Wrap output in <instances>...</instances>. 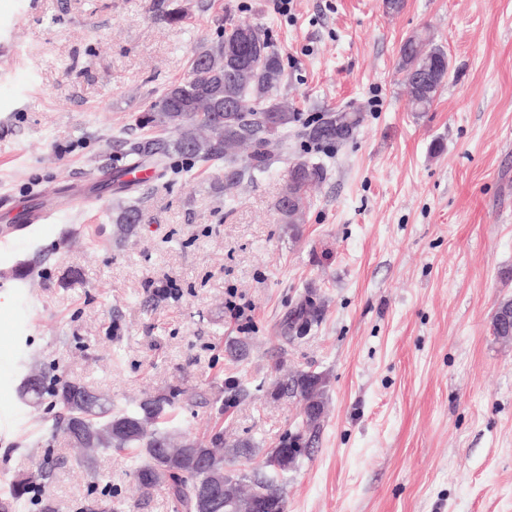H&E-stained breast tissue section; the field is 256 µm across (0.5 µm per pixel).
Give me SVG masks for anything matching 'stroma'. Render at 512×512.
<instances>
[{
    "label": "stroma",
    "instance_id": "35a3bbf8",
    "mask_svg": "<svg viewBox=\"0 0 512 512\" xmlns=\"http://www.w3.org/2000/svg\"><path fill=\"white\" fill-rule=\"evenodd\" d=\"M276 2L0 0V225L17 205L47 215L0 243V499L48 454L55 512L107 487L134 512H177L164 489L140 499L126 453L75 463L19 394L38 363L119 408L183 393L175 428L250 441L246 470L301 418L278 382L320 373L319 438L277 478L288 512H512V342L492 329L512 298V0ZM179 4L191 20L168 24ZM228 7L281 52V96L307 119L360 107L356 134L289 138L287 161L229 194L220 166L177 156L115 195L104 174L140 107ZM421 30L449 61L426 112L397 72ZM299 156L326 175L292 231L276 202ZM133 201L144 220L122 239L112 212ZM308 290L319 320L285 338Z\"/></svg>",
    "mask_w": 512,
    "mask_h": 512
}]
</instances>
